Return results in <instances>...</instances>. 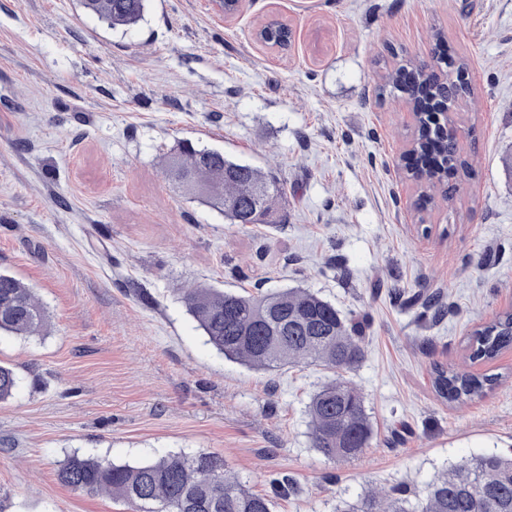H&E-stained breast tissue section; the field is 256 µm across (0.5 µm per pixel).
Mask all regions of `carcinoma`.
<instances>
[{
  "label": "carcinoma",
  "instance_id": "obj_1",
  "mask_svg": "<svg viewBox=\"0 0 512 512\" xmlns=\"http://www.w3.org/2000/svg\"><path fill=\"white\" fill-rule=\"evenodd\" d=\"M145 2L81 0L87 13L113 29L137 25ZM264 35L275 44L288 41V29L278 22L266 24ZM462 69L450 63L439 77L432 67L408 62L391 69L377 86L379 96L397 90L421 102L415 175H427L445 201L453 194L446 176L463 165L455 115L470 89ZM165 174L224 212L229 223L243 226L269 223L274 197L282 192L257 168L191 142L179 144L168 156ZM183 300L207 343L228 359L259 370L319 366L337 374L308 403L312 447L334 461L356 459L370 447L374 429L363 393L345 377L364 358L362 339L357 325L334 304L303 288L245 296L206 285L186 289ZM47 323L34 290L0 272V333L39 336ZM511 347L512 311H506L473 332L469 358L491 360ZM17 383L14 368L0 364V401L14 395ZM497 383L495 375L444 366L434 371L435 391L450 403L481 398ZM56 476L73 491L106 494L133 512H273L272 499L248 490L215 452L170 454L137 464L74 454L59 465ZM336 512H512V456L492 452L452 464L415 500L404 490H369L355 501L341 502Z\"/></svg>",
  "mask_w": 512,
  "mask_h": 512
}]
</instances>
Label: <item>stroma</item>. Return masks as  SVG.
Listing matches in <instances>:
<instances>
[{"instance_id": "1", "label": "stroma", "mask_w": 512, "mask_h": 512, "mask_svg": "<svg viewBox=\"0 0 512 512\" xmlns=\"http://www.w3.org/2000/svg\"><path fill=\"white\" fill-rule=\"evenodd\" d=\"M272 19L287 48L257 41ZM404 60L464 66L469 169L449 201L406 171L407 97L376 94ZM185 140L277 180L273 223H228L169 181ZM510 152L512 0H246L230 22L217 0H147L129 29L80 0H0V271L49 315L43 336L0 337L20 378L0 403V512H129L58 482L72 454L220 452L274 512H335L512 452V349L469 358L473 331L512 310ZM201 284L304 288L358 317L370 448H312L307 406L331 372L226 359L183 302ZM438 365L499 383L453 404ZM285 477L298 493L275 494Z\"/></svg>"}]
</instances>
